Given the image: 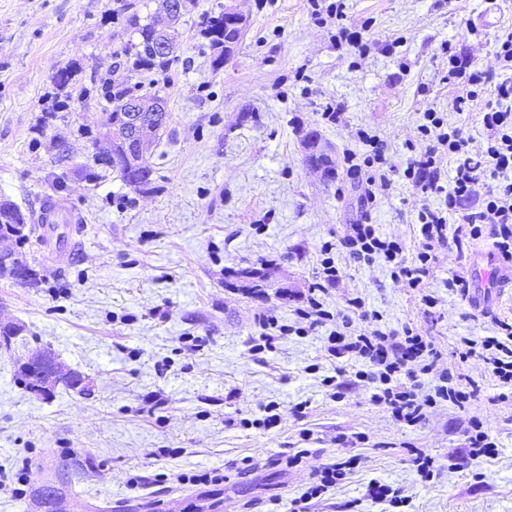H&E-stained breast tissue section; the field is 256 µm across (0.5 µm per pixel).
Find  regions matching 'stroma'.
<instances>
[{
  "label": "stroma",
  "mask_w": 512,
  "mask_h": 512,
  "mask_svg": "<svg viewBox=\"0 0 512 512\" xmlns=\"http://www.w3.org/2000/svg\"><path fill=\"white\" fill-rule=\"evenodd\" d=\"M235 2L249 18L234 55L214 67L204 29ZM160 0H0V197L24 214L44 197L83 218L65 216L52 238L72 239L49 256L36 240L19 257L40 275L27 287L0 279V323L20 335L0 345V512H44L35 492L63 494L65 512H291L325 465L359 454L350 478L312 512H376L362 495L370 479L403 488L412 512H512V405H491L499 389L482 361L466 372L482 386L471 412L483 415L498 445L492 460L448 472L465 446L468 413L447 404L417 427L396 424L375 405L370 386L330 398L312 363L325 359V329L281 339L257 360L249 350L254 322L295 320L298 297L316 280L324 241L369 218L385 236L415 249L413 226L439 197L417 195L403 176L424 112L448 115L480 136L483 101L461 112L450 102L466 89L442 83L445 48L494 63L500 27L512 24V0H346L344 23L369 27L374 45L348 55L336 23L315 15L310 0H189L178 25L180 52L165 69L134 67L139 26L160 16ZM499 23L476 26L485 12ZM72 71L60 87L55 75ZM158 94L169 118L146 159L152 188L140 192L112 170H94L92 142L122 92ZM340 102L344 119H323ZM388 145L392 185L363 201L343 161L357 129ZM318 131L337 170L325 183L304 162L303 138ZM473 242L437 252L430 292L441 316L430 322L417 293L381 266L352 269L328 297L345 310L358 296L383 312L389 327L411 323L450 352L462 336H485L487 320L445 282L468 275L469 258L490 250ZM202 340L198 352L183 339ZM51 349L89 391L57 386L35 392L20 369L26 354ZM238 390L228 399L230 390ZM306 402V416L291 407ZM275 402L282 421L270 430L241 426ZM361 432L359 450L335 443ZM304 448L297 466L278 460ZM435 457L441 473L425 480L409 448ZM177 449L174 457L162 456ZM218 472V485L161 481V474ZM149 477L132 492L133 476ZM23 482L25 496L11 492Z\"/></svg>",
  "instance_id": "1"
}]
</instances>
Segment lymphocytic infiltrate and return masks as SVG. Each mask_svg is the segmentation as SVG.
<instances>
[{"label":"lymphocytic infiltrate","instance_id":"obj_1","mask_svg":"<svg viewBox=\"0 0 512 512\" xmlns=\"http://www.w3.org/2000/svg\"><path fill=\"white\" fill-rule=\"evenodd\" d=\"M495 59L496 69H484L452 51L443 75L448 84L468 87L466 95L453 99L454 110H463L479 95H486L480 137L465 134L440 112L425 113L423 124L417 127L424 146L407 160L404 177L416 194L439 196L443 205L419 211L420 244L416 251L407 253L402 238L381 235L374 225H347L342 235L322 244L316 281L295 309L294 324L258 318L259 334L251 341V350L258 355L273 351L283 335H305L325 327L329 330L327 357L347 358L360 365L352 375L342 367L334 374L321 375V384L332 398L343 397L356 383H367L373 389L372 402L382 406L394 422L409 427L424 424L436 408L447 403L467 412L466 448L450 464L455 471L470 461L498 454V445L483 419L469 412L482 387L464 368L470 360L483 361L500 387L494 403L511 398L512 320L494 318L488 336L459 337L453 347V361L447 364L433 336L409 324L398 330L389 328L382 313L367 311L360 297L348 298L343 313L332 312L327 298L348 276L351 266H369L381 260L389 267L392 279L417 292L433 311L439 300L426 285L437 250L488 240L500 256L512 260V82L496 79L497 71H512L511 28L498 35ZM355 139L357 148L344 152L350 175L365 179L373 189L389 187L386 143L363 129L357 130ZM448 158L453 161L449 169L444 166ZM339 254L344 255V262H336ZM359 463V457L353 455L323 467L315 482L295 498L292 512H310L312 502L342 484Z\"/></svg>","mask_w":512,"mask_h":512}]
</instances>
